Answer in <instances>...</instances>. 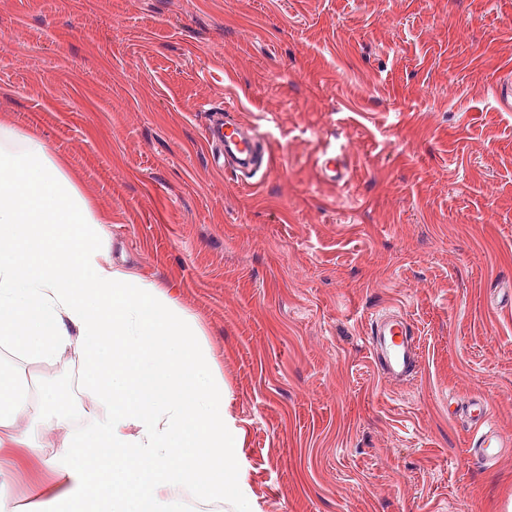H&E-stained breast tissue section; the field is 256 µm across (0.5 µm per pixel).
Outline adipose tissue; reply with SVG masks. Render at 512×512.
Segmentation results:
<instances>
[{
    "label": "adipose tissue",
    "mask_w": 512,
    "mask_h": 512,
    "mask_svg": "<svg viewBox=\"0 0 512 512\" xmlns=\"http://www.w3.org/2000/svg\"><path fill=\"white\" fill-rule=\"evenodd\" d=\"M107 222L36 133L0 126V448L38 461L17 500L0 460V512H186L219 505L240 473L224 375L166 287L104 259ZM73 353L91 404L28 367Z\"/></svg>",
    "instance_id": "1"
}]
</instances>
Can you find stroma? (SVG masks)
Masks as SVG:
<instances>
[{
    "label": "stroma",
    "mask_w": 512,
    "mask_h": 512,
    "mask_svg": "<svg viewBox=\"0 0 512 512\" xmlns=\"http://www.w3.org/2000/svg\"><path fill=\"white\" fill-rule=\"evenodd\" d=\"M267 140L242 184L205 140ZM0 124L108 212L107 261L164 283L224 372L222 512H512V0H0ZM336 153L345 181H320ZM395 307L420 365L379 376ZM90 408L78 361L30 365ZM234 107L225 102L211 112L206 138L219 152L224 153V165L243 174H250L261 166L264 150L252 127L239 121H224L223 112H232ZM460 410L475 432L473 448H471L473 455L488 461L496 459L502 448L512 446L511 436L504 435L490 423L491 415L486 401L479 397L470 398L460 407L457 405L455 412Z\"/></svg>",
    "instance_id": "35a3bbf8"
}]
</instances>
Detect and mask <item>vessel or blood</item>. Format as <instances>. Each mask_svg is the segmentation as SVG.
I'll return each mask as SVG.
<instances>
[{
  "mask_svg": "<svg viewBox=\"0 0 512 512\" xmlns=\"http://www.w3.org/2000/svg\"><path fill=\"white\" fill-rule=\"evenodd\" d=\"M206 138L215 149L223 152L225 165L236 171L248 174L263 162L264 150L252 127L225 120L222 109L212 111ZM367 342L376 354L378 368L387 378L403 379L416 372L419 353L402 315L388 313L377 319L370 326ZM460 409L475 432L472 452L476 457L492 460L502 449L512 446V437L492 426L486 401L473 397L461 404Z\"/></svg>",
  "mask_w": 512,
  "mask_h": 512,
  "instance_id": "1",
  "label": "vessel or blood"
}]
</instances>
